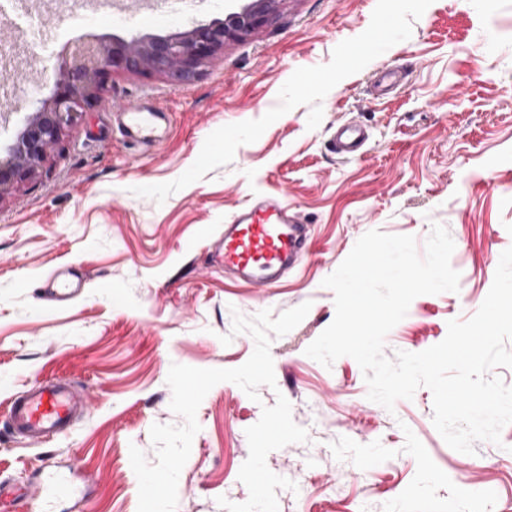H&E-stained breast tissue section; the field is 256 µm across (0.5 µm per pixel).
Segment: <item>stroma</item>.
<instances>
[{
  "mask_svg": "<svg viewBox=\"0 0 512 512\" xmlns=\"http://www.w3.org/2000/svg\"><path fill=\"white\" fill-rule=\"evenodd\" d=\"M245 3L161 0L133 18L114 0H5L0 151L51 97L65 43L88 32L108 45L166 36ZM354 45L364 56L352 69ZM384 64L404 67L408 83L376 98L369 78ZM135 102L168 116L152 147L117 128L116 106ZM342 120L371 129L363 156L330 151ZM267 191L285 194L312 244L262 288L225 277L212 250ZM435 222L455 243L459 289L415 298L385 339L387 357L424 351L449 321L471 318L512 247V0H277L193 77L113 73L43 168L0 197V477L72 458L98 479L85 512H137L130 447L155 462L151 426L183 422L170 408L171 364L239 367L254 340L232 334L233 312L277 316L307 302L301 323L271 341L275 386L253 400L222 382L205 396L176 512L247 500L245 430L281 396L308 440L267 456L295 484L278 490L279 512H512V424L500 443L459 453L433 425L428 388L389 411L368 400L353 358L327 368L305 354L335 317L322 282L357 240L379 230L421 245ZM60 265L82 288L56 306L43 288ZM53 378L88 391L89 413L49 442L12 435L9 398Z\"/></svg>",
  "mask_w": 512,
  "mask_h": 512,
  "instance_id": "35a3bbf8",
  "label": "stroma"
}]
</instances>
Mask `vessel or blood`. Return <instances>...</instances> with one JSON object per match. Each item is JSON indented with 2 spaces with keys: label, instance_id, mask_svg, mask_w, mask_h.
I'll return each instance as SVG.
<instances>
[{
  "label": "vessel or blood",
  "instance_id": "vessel-or-blood-1",
  "mask_svg": "<svg viewBox=\"0 0 512 512\" xmlns=\"http://www.w3.org/2000/svg\"><path fill=\"white\" fill-rule=\"evenodd\" d=\"M406 81L405 70L383 67L373 72L370 92L383 97L401 89ZM166 119L165 113L148 111L139 103L116 112L120 133L146 147L156 143L157 130ZM369 139L365 125L347 121L337 124L329 145L341 158L353 159L362 154ZM308 240V224L297 218L282 194L270 191L255 197L240 216L225 225L220 259L225 271L268 287L299 262ZM89 408L86 396L52 379L12 396L7 422L12 434L45 441L65 433ZM85 479L84 470L75 466L44 468L22 483L0 478V512H14L21 503L31 512H52L55 501L81 494Z\"/></svg>",
  "mask_w": 512,
  "mask_h": 512
}]
</instances>
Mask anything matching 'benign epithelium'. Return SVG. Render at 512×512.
<instances>
[{
  "label": "benign epithelium",
  "mask_w": 512,
  "mask_h": 512,
  "mask_svg": "<svg viewBox=\"0 0 512 512\" xmlns=\"http://www.w3.org/2000/svg\"><path fill=\"white\" fill-rule=\"evenodd\" d=\"M272 0H253L224 20L148 42L108 47L92 37L66 44L61 51L62 79L50 99L41 103L17 135L5 156H0V197L38 170L58 147L68 127L102 99L114 71L164 74L187 79L230 39L255 29Z\"/></svg>",
  "instance_id": "benign-epithelium-1"
}]
</instances>
